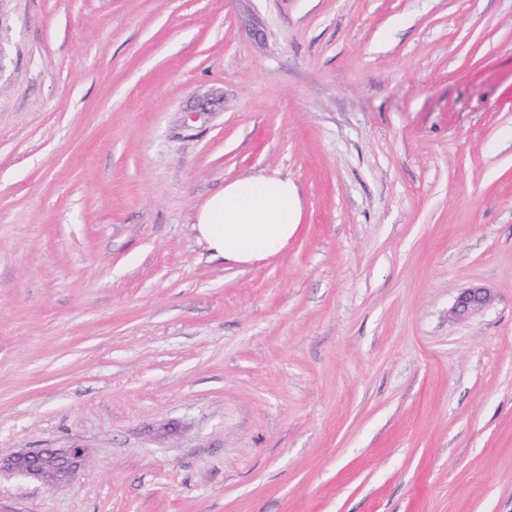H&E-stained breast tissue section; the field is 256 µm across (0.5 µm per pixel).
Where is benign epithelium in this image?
<instances>
[{
    "label": "benign epithelium",
    "instance_id": "obj_1",
    "mask_svg": "<svg viewBox=\"0 0 512 512\" xmlns=\"http://www.w3.org/2000/svg\"><path fill=\"white\" fill-rule=\"evenodd\" d=\"M492 299L490 289L472 286L463 290L449 314L463 320L486 307ZM85 448L71 444L61 448L21 450L0 457V475L3 473L36 481L47 488L67 483L85 462Z\"/></svg>",
    "mask_w": 512,
    "mask_h": 512
}]
</instances>
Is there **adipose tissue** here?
<instances>
[{
    "mask_svg": "<svg viewBox=\"0 0 512 512\" xmlns=\"http://www.w3.org/2000/svg\"><path fill=\"white\" fill-rule=\"evenodd\" d=\"M302 220L295 183L246 175L225 184L199 207V240L233 265L260 262L285 250Z\"/></svg>",
    "mask_w": 512,
    "mask_h": 512,
    "instance_id": "adipose-tissue-1",
    "label": "adipose tissue"
}]
</instances>
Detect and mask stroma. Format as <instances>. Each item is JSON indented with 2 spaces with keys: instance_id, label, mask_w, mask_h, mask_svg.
Wrapping results in <instances>:
<instances>
[{
  "instance_id": "obj_1",
  "label": "stroma",
  "mask_w": 512,
  "mask_h": 512,
  "mask_svg": "<svg viewBox=\"0 0 512 512\" xmlns=\"http://www.w3.org/2000/svg\"><path fill=\"white\" fill-rule=\"evenodd\" d=\"M0 512H512V0H0ZM279 175L250 266L197 207ZM490 305L448 311L472 285ZM302 220L295 183L286 177L246 175L224 185L199 207V241L224 262H260L285 250ZM85 458V448L75 443L61 448L21 450L0 457V475L11 474L54 488L67 483Z\"/></svg>"
}]
</instances>
